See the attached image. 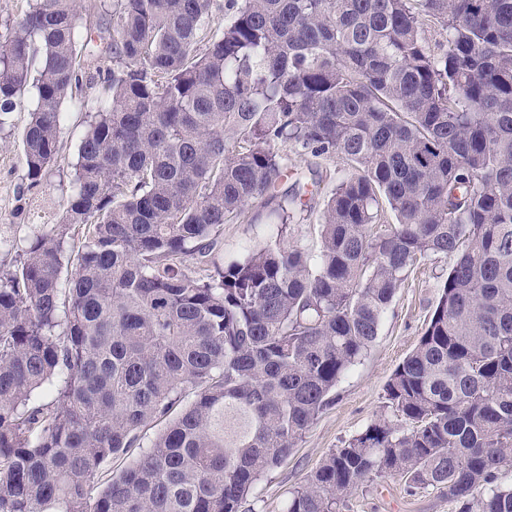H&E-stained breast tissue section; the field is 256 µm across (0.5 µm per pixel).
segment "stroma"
<instances>
[{"instance_id":"35a3bbf8","label":"stroma","mask_w":512,"mask_h":512,"mask_svg":"<svg viewBox=\"0 0 512 512\" xmlns=\"http://www.w3.org/2000/svg\"><path fill=\"white\" fill-rule=\"evenodd\" d=\"M85 72L113 68L109 34L82 53ZM103 80L84 85L82 100L89 103L108 99ZM25 108L15 110L0 126V239L24 242L33 233L49 230L58 223L71 194L73 163L86 129V114L73 102L61 107L58 160L39 182L25 175L21 138L29 120L28 105L34 91H27ZM289 161L302 181L315 184L307 207L288 228L290 237L317 246L318 216L326 199L347 165L340 158L313 157L304 150L289 152ZM277 232L269 208L250 206L244 219L224 227V255H237L244 247L266 241ZM449 261L436 258L423 269L411 272L398 290L385 315L379 335L362 359L343 376L336 388V402L325 410L295 445L279 467L255 486L243 512H285L291 492L303 488L309 475L332 451L343 447L385 412L384 388L394 369L417 345L438 300V284L446 277ZM342 512H456L438 490L408 495L401 481L380 477L353 490Z\"/></svg>"}]
</instances>
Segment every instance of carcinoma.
Masks as SVG:
<instances>
[{
    "mask_svg": "<svg viewBox=\"0 0 512 512\" xmlns=\"http://www.w3.org/2000/svg\"><path fill=\"white\" fill-rule=\"evenodd\" d=\"M212 2L117 0L111 100L88 110L62 220L0 273V512H241L408 272L442 257L438 302L385 384L394 418L331 452L286 512H340L386 474L457 512L478 492L480 512H512V0H226L218 28ZM426 24L446 35L436 51ZM81 27L79 0H29L0 34V124L43 49L34 183L83 85ZM290 145L348 165L319 248L280 239L293 189L277 238L224 260V225L276 198ZM160 429L161 425L146 428L143 432L142 447L133 448L124 458L112 462V478H118L125 468L129 467L140 454L148 449L147 447Z\"/></svg>",
    "mask_w": 512,
    "mask_h": 512,
    "instance_id": "cac0c4a2",
    "label": "carcinoma"
}]
</instances>
